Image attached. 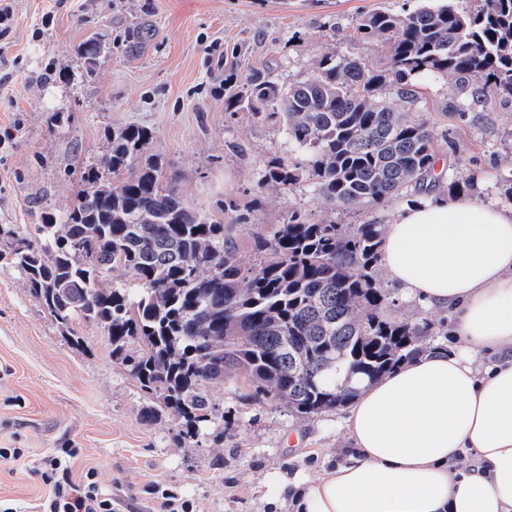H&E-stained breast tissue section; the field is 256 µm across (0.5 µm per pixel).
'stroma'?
<instances>
[{"label":"stroma","instance_id":"1","mask_svg":"<svg viewBox=\"0 0 512 512\" xmlns=\"http://www.w3.org/2000/svg\"><path fill=\"white\" fill-rule=\"evenodd\" d=\"M420 0H10L11 32L0 39V227L28 235L42 211H66L80 188L79 169L110 149L113 130L152 129L160 154L190 206L231 224L246 266L260 260L254 232L269 233L300 209L310 221L389 223L413 199L402 192L384 205L334 208L308 180L283 191L261 183L273 155L304 162L282 123L247 111L228 112L229 79L263 72L280 85L311 79L325 57L349 56L381 65L387 49L356 36L369 14L398 13ZM106 43L92 78L77 55L87 37ZM416 100L401 111L439 138L447 165L435 187L474 177L472 198L512 206V102L478 98L477 80L452 74L418 79ZM236 211H219L220 202ZM249 221L235 224L236 212ZM396 303L390 319L425 318L431 345L454 347L453 319L426 310L379 275ZM81 346L70 344L32 295L24 274L0 259V448H19L0 462V505L41 512L48 495L37 467L56 448L80 454L74 475L95 470L116 512H163L152 485L190 500L194 512H295L281 479L334 469L349 447L344 410L308 418L285 403L245 401L243 379L209 386L229 421L223 443L188 442L181 423L142 417L149 400L103 331L81 323Z\"/></svg>","mask_w":512,"mask_h":512}]
</instances>
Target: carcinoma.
I'll return each mask as SVG.
<instances>
[{
    "mask_svg": "<svg viewBox=\"0 0 512 512\" xmlns=\"http://www.w3.org/2000/svg\"><path fill=\"white\" fill-rule=\"evenodd\" d=\"M456 2L363 18L357 33L388 49L381 67L326 57L288 89L253 74L225 98L227 112L282 121L306 158L304 167L270 158L263 183L290 190L305 177L342 209L426 191L435 133L378 100L379 91L388 86L407 102L414 78L452 73L481 80L480 95L512 100V0H480L472 10ZM153 139L143 126L112 132L109 153L80 169L74 204L40 214L41 245L0 228L12 263L71 344L82 345L76 322L103 330L112 358L152 400L145 420L172 415L190 440L209 424L224 435L207 388L228 377L248 382L251 402L317 415L427 349L428 319L384 316L394 303L376 280L384 225L312 223L294 210L256 238L268 258L246 268L224 223L188 206L160 155L146 154ZM115 268L131 273L138 291L107 283ZM134 340L141 346L131 352Z\"/></svg>",
    "mask_w": 512,
    "mask_h": 512,
    "instance_id": "obj_1",
    "label": "carcinoma"
}]
</instances>
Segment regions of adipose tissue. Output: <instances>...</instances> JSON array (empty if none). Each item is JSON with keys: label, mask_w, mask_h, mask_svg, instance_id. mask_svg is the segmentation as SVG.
Instances as JSON below:
<instances>
[{"label": "adipose tissue", "mask_w": 512, "mask_h": 512, "mask_svg": "<svg viewBox=\"0 0 512 512\" xmlns=\"http://www.w3.org/2000/svg\"><path fill=\"white\" fill-rule=\"evenodd\" d=\"M381 264L407 298L452 312L460 345L362 387L343 421L350 453L299 479V512H512V209L403 206Z\"/></svg>", "instance_id": "obj_1"}]
</instances>
